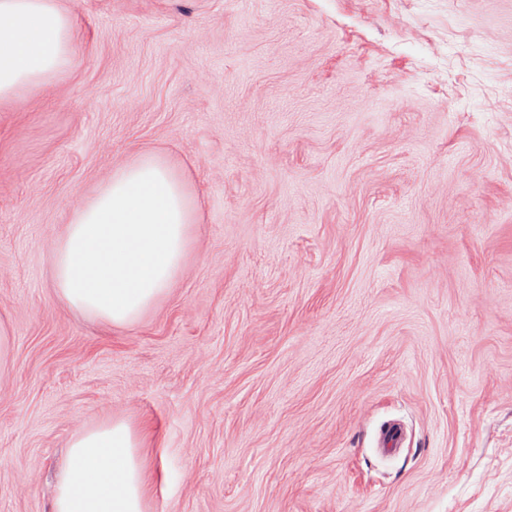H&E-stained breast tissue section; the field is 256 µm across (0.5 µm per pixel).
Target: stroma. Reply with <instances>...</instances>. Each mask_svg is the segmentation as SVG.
I'll return each mask as SVG.
<instances>
[{"instance_id": "35a3bbf8", "label": "stroma", "mask_w": 512, "mask_h": 512, "mask_svg": "<svg viewBox=\"0 0 512 512\" xmlns=\"http://www.w3.org/2000/svg\"><path fill=\"white\" fill-rule=\"evenodd\" d=\"M62 2L71 69L0 108V512L110 418L144 512H512V0ZM143 149L200 219L112 331L53 249ZM378 442L382 453L394 454L401 448L403 432L397 424L390 423L380 430Z\"/></svg>"}]
</instances>
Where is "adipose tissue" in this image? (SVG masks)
Returning a JSON list of instances; mask_svg holds the SVG:
<instances>
[{
	"label": "adipose tissue",
	"instance_id": "obj_1",
	"mask_svg": "<svg viewBox=\"0 0 512 512\" xmlns=\"http://www.w3.org/2000/svg\"><path fill=\"white\" fill-rule=\"evenodd\" d=\"M76 30L60 0H0V108L70 68ZM197 221L184 175L164 157L137 153L73 208L54 251L57 298L113 330L137 324L174 284ZM142 446L121 419L75 433L53 512H143Z\"/></svg>",
	"mask_w": 512,
	"mask_h": 512
}]
</instances>
